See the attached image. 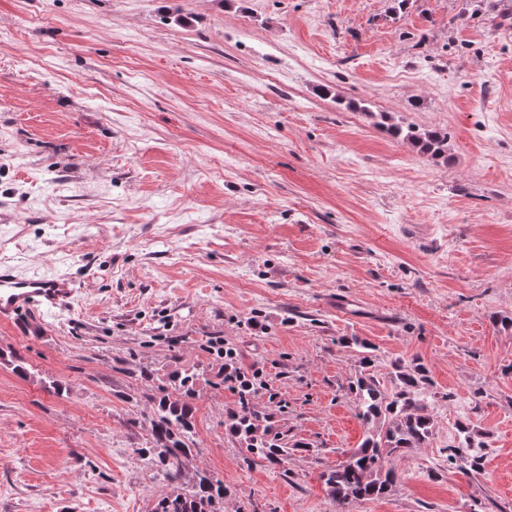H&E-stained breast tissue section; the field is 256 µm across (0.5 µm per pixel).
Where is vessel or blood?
<instances>
[{"mask_svg": "<svg viewBox=\"0 0 512 512\" xmlns=\"http://www.w3.org/2000/svg\"><path fill=\"white\" fill-rule=\"evenodd\" d=\"M76 293V282L68 274H21L11 264L0 262L1 318H40L69 307Z\"/></svg>", "mask_w": 512, "mask_h": 512, "instance_id": "b4317fda", "label": "vessel or blood"}]
</instances>
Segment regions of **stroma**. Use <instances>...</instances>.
<instances>
[{
  "mask_svg": "<svg viewBox=\"0 0 512 512\" xmlns=\"http://www.w3.org/2000/svg\"><path fill=\"white\" fill-rule=\"evenodd\" d=\"M0 0V260L71 306L0 319V512H154V399L198 380L186 479L220 512H512V24L473 0ZM450 134L442 163L393 140ZM420 359L430 443L384 496L320 478L365 428L349 338ZM226 342L251 406L303 447L224 426ZM468 424L481 475L441 450ZM381 127L393 139H402L409 142L419 153L428 155L435 160L448 162V132L428 130L419 127H407L404 129L397 123H389L387 115H381ZM247 393L243 396L241 410L230 412L224 422L228 432L238 439L241 447L248 453L271 462L285 461L288 458V448H302V442L294 441L289 444L280 437L279 432H274L271 425L268 428L262 427L257 417L259 414L248 408Z\"/></svg>",
  "mask_w": 512,
  "mask_h": 512,
  "instance_id": "stroma-1",
  "label": "stroma"
}]
</instances>
